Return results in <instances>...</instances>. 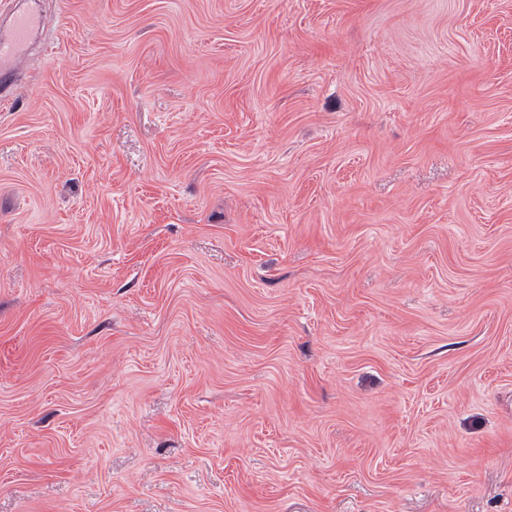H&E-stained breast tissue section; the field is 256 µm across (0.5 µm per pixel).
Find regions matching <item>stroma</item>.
<instances>
[{
    "instance_id": "stroma-1",
    "label": "stroma",
    "mask_w": 512,
    "mask_h": 512,
    "mask_svg": "<svg viewBox=\"0 0 512 512\" xmlns=\"http://www.w3.org/2000/svg\"><path fill=\"white\" fill-rule=\"evenodd\" d=\"M39 5L0 512H512V0Z\"/></svg>"
}]
</instances>
